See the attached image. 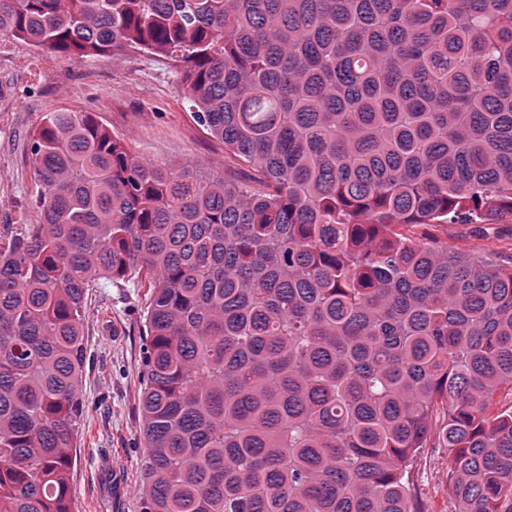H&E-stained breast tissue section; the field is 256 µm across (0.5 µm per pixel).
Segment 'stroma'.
<instances>
[{"mask_svg": "<svg viewBox=\"0 0 512 512\" xmlns=\"http://www.w3.org/2000/svg\"><path fill=\"white\" fill-rule=\"evenodd\" d=\"M53 111L91 112L144 159L224 172V145L197 125L168 59L135 51L79 62L0 35V225L37 224L33 132ZM407 234L464 252L512 257V214L475 224L410 226ZM144 301L107 280L91 288L84 319L89 356L72 452L73 512H140L146 461L137 447ZM448 452L424 449L415 473L427 512H453Z\"/></svg>", "mask_w": 512, "mask_h": 512, "instance_id": "obj_1", "label": "stroma"}]
</instances>
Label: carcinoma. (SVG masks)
<instances>
[{
    "label": "carcinoma",
    "mask_w": 512,
    "mask_h": 512,
    "mask_svg": "<svg viewBox=\"0 0 512 512\" xmlns=\"http://www.w3.org/2000/svg\"><path fill=\"white\" fill-rule=\"evenodd\" d=\"M78 61L162 55L244 182L90 112L31 138L0 237V512H71L102 280L145 290L142 512H512V265L399 231L512 214V0H0ZM448 450L425 448L415 468L419 496L426 512H451L454 504L448 496Z\"/></svg>",
    "instance_id": "1"
}]
</instances>
